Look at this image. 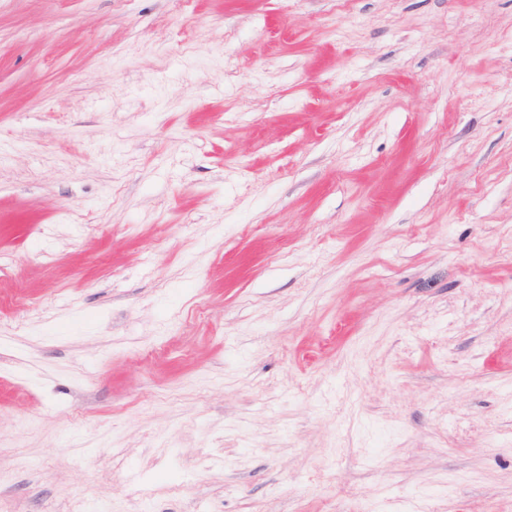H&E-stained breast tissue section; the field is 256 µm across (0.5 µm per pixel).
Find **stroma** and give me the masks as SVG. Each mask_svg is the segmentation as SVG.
<instances>
[{
  "label": "stroma",
  "mask_w": 512,
  "mask_h": 512,
  "mask_svg": "<svg viewBox=\"0 0 512 512\" xmlns=\"http://www.w3.org/2000/svg\"><path fill=\"white\" fill-rule=\"evenodd\" d=\"M512 512V0H0V512Z\"/></svg>",
  "instance_id": "35a3bbf8"
}]
</instances>
